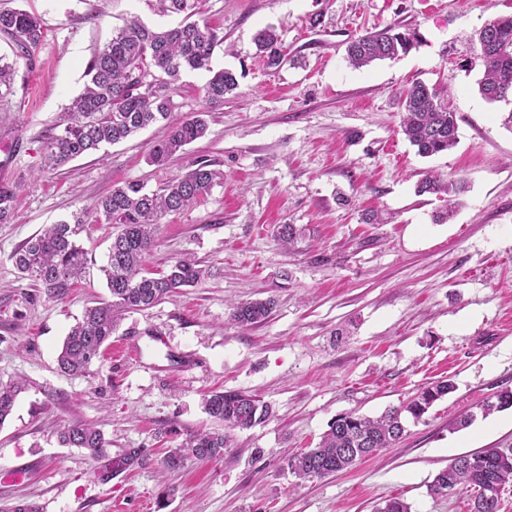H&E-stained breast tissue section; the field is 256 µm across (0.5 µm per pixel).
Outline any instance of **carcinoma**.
<instances>
[{
  "label": "carcinoma",
  "instance_id": "obj_1",
  "mask_svg": "<svg viewBox=\"0 0 512 512\" xmlns=\"http://www.w3.org/2000/svg\"><path fill=\"white\" fill-rule=\"evenodd\" d=\"M200 0H157L164 14L184 15L176 26L155 30L134 19L112 34L97 48L86 66L89 81L67 111L66 123L56 125L45 136L44 165L58 168L104 145H114L157 122H166L170 133L154 144L150 163L163 166L175 154L200 138L206 131L205 113L175 122L173 93L185 71H206L210 79L203 87L209 108L224 105V98L239 86L229 70L212 72L211 60L218 38L206 20L198 18ZM0 36L14 43L21 57L29 60L44 40L42 20L25 9L0 10ZM257 50L275 68L286 61L276 30L267 27L255 36ZM419 44L417 31L398 23L370 31L353 39L347 47V63L362 68L377 60L392 59ZM470 52L483 66L479 92L490 103L512 98V16L487 20L470 35ZM404 112L401 131L421 157H432L458 143L456 112L444 101L442 91L421 81L413 83L401 102ZM216 171L207 160H197L184 173L177 174L154 191L139 183L115 185L95 206V217L116 225L105 264L99 271L105 279L111 300L85 309L82 320L68 333L57 362L59 369L74 377L85 375L98 360L105 345L127 313L153 307L181 288L194 286L202 270L190 258H178L157 276L144 269L146 256L155 245L156 225L169 214L190 207L210 191ZM464 191L459 179L443 180L426 175L418 193L448 196L453 215L455 197ZM19 186L0 185V223L14 216ZM89 212L81 211L72 220L50 224L11 255L18 272L43 288L52 298L67 296L87 274V253L78 244L81 224ZM274 300L238 303L231 319L248 326L266 319ZM454 385L438 381L416 393L409 401L388 409L377 418L345 414L330 426L319 446L291 452L285 457L288 471L299 480L324 478L351 468L358 461L392 447L407 431L408 421L420 420L433 404L448 395ZM21 386L0 384V426L11 415ZM205 412L230 430H248L265 422L269 405L259 396L241 391L215 392L205 398ZM62 443L84 448L94 458L107 454L108 442L92 423L74 424L60 435ZM226 436L219 431L189 435L179 447L169 450L163 460L169 469L183 466L188 459L207 463L224 457ZM146 453L132 448L115 462L121 469L140 465ZM477 458L480 465L465 464ZM497 489L512 481V459H503L500 448L458 457L440 471L429 485L430 494L445 496L448 483L461 489L481 492L486 481Z\"/></svg>",
  "mask_w": 512,
  "mask_h": 512
}]
</instances>
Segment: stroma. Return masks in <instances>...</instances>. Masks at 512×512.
Listing matches in <instances>:
<instances>
[{"mask_svg":"<svg viewBox=\"0 0 512 512\" xmlns=\"http://www.w3.org/2000/svg\"><path fill=\"white\" fill-rule=\"evenodd\" d=\"M43 21L33 66L18 63L0 98V179L21 193L12 223L0 224V382L24 390L0 426V506L39 512H375L397 498L410 512H470L474 489L436 497L428 487L454 458L512 448V407H479L512 391V107L485 101L483 68L468 63L466 38L512 0H201L222 41L214 70L238 77L235 94L208 108L209 75L184 72L174 121L207 115L204 137L163 167L149 165L168 129L153 125L69 165L43 167V136L63 121L84 88L93 51L126 21L179 23L156 0H0ZM398 22L420 44L355 69L347 43ZM275 27L290 63L270 68L253 41ZM422 81L447 89L458 145L423 158L400 130L402 92ZM217 173L196 205L166 216L146 258L149 272L173 258L204 274L155 306L126 314L101 358L82 377L61 372L57 355L85 307L108 299L97 268L112 225L83 224L79 241L94 271L63 299L19 277L14 249L45 225L91 209L113 185L158 189L193 161ZM465 179L453 218L416 187L426 173ZM301 233L290 246L279 225ZM274 299L270 316L243 327L239 302ZM136 346L138 360L116 356ZM450 380L454 392L394 447L351 470L311 481L289 473L287 450L316 447L340 415L376 417L422 388ZM244 391L270 404V418L227 431L222 459L165 470L166 449L216 430L203 398ZM474 413L457 429L455 420ZM97 423L106 457L61 445L59 432ZM131 448L142 465L114 470Z\"/></svg>","mask_w":512,"mask_h":512,"instance_id":"1","label":"stroma"}]
</instances>
